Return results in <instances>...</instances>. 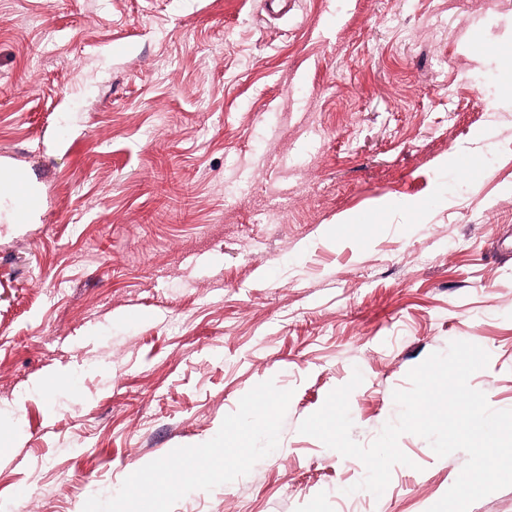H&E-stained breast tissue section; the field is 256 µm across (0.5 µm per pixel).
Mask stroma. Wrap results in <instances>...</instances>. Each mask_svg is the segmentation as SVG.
<instances>
[{"instance_id":"35a3bbf8","label":"stroma","mask_w":512,"mask_h":512,"mask_svg":"<svg viewBox=\"0 0 512 512\" xmlns=\"http://www.w3.org/2000/svg\"><path fill=\"white\" fill-rule=\"evenodd\" d=\"M478 29L512 32V0H0V166L47 197L0 218V512H82L269 379L293 392L278 448L172 512L446 493L464 452L401 435L377 498L298 428L358 370L370 444L454 340L512 409V59ZM483 131L475 182L452 153Z\"/></svg>"}]
</instances>
